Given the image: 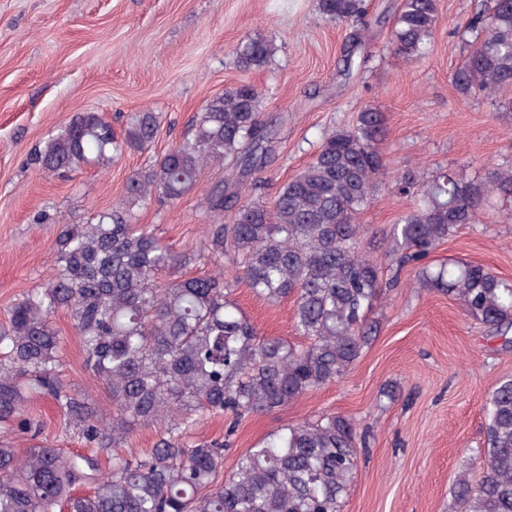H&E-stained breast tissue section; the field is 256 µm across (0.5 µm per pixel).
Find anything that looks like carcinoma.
<instances>
[{
	"mask_svg": "<svg viewBox=\"0 0 512 512\" xmlns=\"http://www.w3.org/2000/svg\"><path fill=\"white\" fill-rule=\"evenodd\" d=\"M338 22L365 23L364 0H320ZM439 21V0H401L391 43L405 59L424 54ZM477 47L451 73L462 96L512 88V0H493L471 21ZM271 44L252 38L235 48L237 66H264ZM261 93L240 84L207 100L192 136L129 179L123 199L86 224H66L54 243L53 274L16 299L0 324V433L31 441L20 454L0 440V512H340L355 479L358 433L343 415L282 428L248 449L217 480L239 424L271 412L341 377L375 340L370 313L396 279L359 252L357 223L384 174L385 117L372 106L348 128L325 137L313 160L269 204L235 207V170L265 167L272 142L260 119ZM157 113H135L122 136L98 112H77L35 156L44 172L65 175L105 166L124 150L147 148ZM225 179L203 198L215 222L207 238L216 270L171 277L190 257L133 223V209L153 197L175 201L194 189L208 165ZM395 192L408 210L389 237L402 264L425 263L463 225L495 206L512 216V168L465 180L450 171L406 173ZM231 215H226V212ZM420 281L458 301L494 337L512 332V281L456 260L422 268ZM243 282L259 298L292 299L294 344L260 337L232 298ZM67 310L80 338L84 369L101 380L112 412L100 411L60 375L63 338L53 316ZM50 397L65 432L89 447L66 453L42 443L26 407ZM482 475L462 471L452 488L458 512H512V379L485 402ZM229 420L224 439H193L198 417ZM158 426L146 454L120 448L138 427ZM110 466L102 467V460Z\"/></svg>",
	"mask_w": 512,
	"mask_h": 512,
	"instance_id": "obj_1",
	"label": "carcinoma"
}]
</instances>
